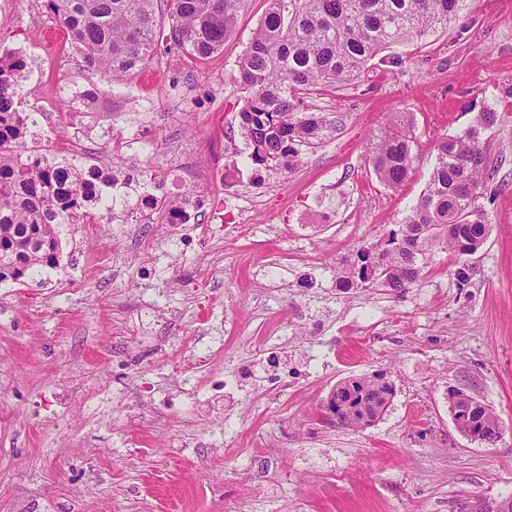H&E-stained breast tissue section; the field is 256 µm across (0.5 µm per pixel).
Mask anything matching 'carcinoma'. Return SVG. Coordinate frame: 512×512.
<instances>
[{"mask_svg": "<svg viewBox=\"0 0 512 512\" xmlns=\"http://www.w3.org/2000/svg\"><path fill=\"white\" fill-rule=\"evenodd\" d=\"M168 8L169 26L158 23V3ZM248 0H47L46 8L65 26L85 66L114 83L147 66L161 45H173L194 59L224 48ZM268 8L239 63L243 105L239 128L256 165L294 168L299 147L316 144L326 128L317 113H301L303 99L322 86L359 76L391 44L446 31L465 0H267ZM18 83L0 65V282L18 280L39 266L56 268L63 257V228L84 222L76 195L83 174L61 154L30 149L25 112H9ZM498 121L484 110L476 125L446 137L425 192L399 230L359 252L356 267L340 271L344 287L354 282L394 290L417 282L427 255L443 246L458 257L475 255L490 224L479 199L487 189L492 160L480 145L481 130ZM32 151L35 161L21 156ZM369 165L383 185L398 188L416 157L407 123L397 119L370 144ZM394 395L385 374L350 378L330 395L336 420L367 428ZM463 431L497 441L495 412L460 396L453 401Z\"/></svg>", "mask_w": 512, "mask_h": 512, "instance_id": "1", "label": "carcinoma"}]
</instances>
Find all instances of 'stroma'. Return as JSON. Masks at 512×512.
Returning a JSON list of instances; mask_svg holds the SVG:
<instances>
[{
    "label": "stroma",
    "instance_id": "1",
    "mask_svg": "<svg viewBox=\"0 0 512 512\" xmlns=\"http://www.w3.org/2000/svg\"><path fill=\"white\" fill-rule=\"evenodd\" d=\"M266 9L249 0L209 58L165 48L114 84L71 48L31 62L18 100L56 99L55 150L81 141L82 162L204 206L187 250L156 218L96 213L63 235L60 267L0 283V512H464L512 496V0H467L447 31L305 98L328 127L290 173L253 165L238 127V63ZM53 21L12 0L0 45ZM90 86L108 101L75 111ZM485 109L491 231L467 286L437 247L408 288L343 287L339 269L418 202L438 141ZM399 115L416 160L390 189L367 146ZM374 373L395 389L386 412L336 422L332 390ZM456 390L493 409L498 442L456 429Z\"/></svg>",
    "mask_w": 512,
    "mask_h": 512
}]
</instances>
